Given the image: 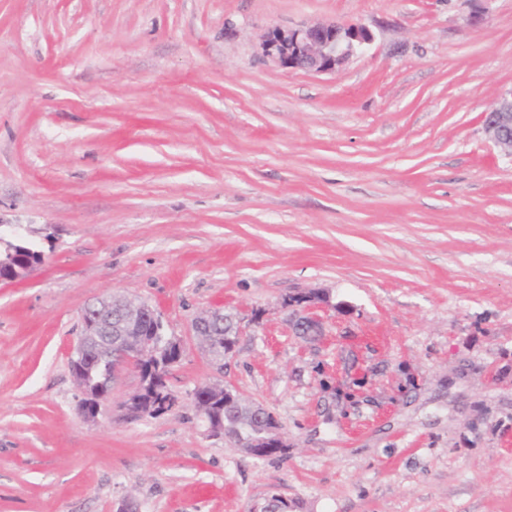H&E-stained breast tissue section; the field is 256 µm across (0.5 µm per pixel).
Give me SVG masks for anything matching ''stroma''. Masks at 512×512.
<instances>
[{"instance_id": "obj_1", "label": "stroma", "mask_w": 512, "mask_h": 512, "mask_svg": "<svg viewBox=\"0 0 512 512\" xmlns=\"http://www.w3.org/2000/svg\"><path fill=\"white\" fill-rule=\"evenodd\" d=\"M373 41L331 74L274 27ZM512 0H0V222L45 254L0 283V512H512ZM329 297L307 340L283 299ZM125 295L184 354L172 412L98 422L69 361ZM255 316L224 371L192 324ZM271 411L284 457L208 436L195 388ZM372 41L367 27L333 21L288 30L275 27L265 36L262 50L281 67L330 74ZM483 125L488 139L505 157L512 159V90L485 113Z\"/></svg>"}]
</instances>
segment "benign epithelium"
Returning a JSON list of instances; mask_svg holds the SVG:
<instances>
[{
  "instance_id": "7a95c632",
  "label": "benign epithelium",
  "mask_w": 512,
  "mask_h": 512,
  "mask_svg": "<svg viewBox=\"0 0 512 512\" xmlns=\"http://www.w3.org/2000/svg\"><path fill=\"white\" fill-rule=\"evenodd\" d=\"M373 41L372 32L362 25L322 22L282 30L273 28L262 43L263 55L273 63L291 69L317 74H330L342 67L354 54ZM483 125L488 139L507 158L512 159V90L502 95L487 111ZM289 320L301 329L321 335L323 314L331 308L329 300L307 292H299L283 300ZM158 321L160 316L144 303H136L117 323H112V303L103 300L97 307H87L81 315L83 334L78 342L72 365L82 369L89 340L103 333H118L119 338L135 335L142 317ZM153 350L144 341L140 352L128 353L117 348L107 355L111 371L121 369L139 372L143 355Z\"/></svg>"
}]
</instances>
